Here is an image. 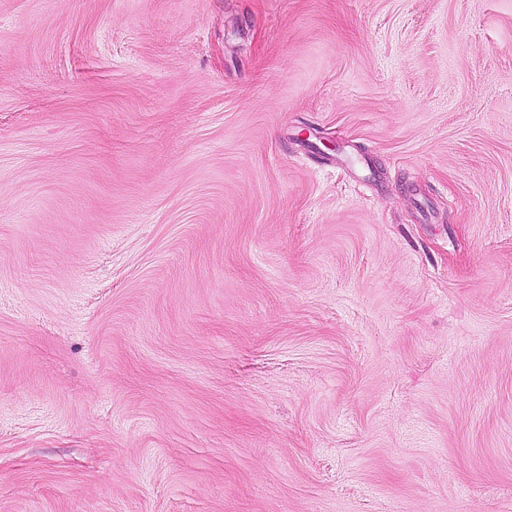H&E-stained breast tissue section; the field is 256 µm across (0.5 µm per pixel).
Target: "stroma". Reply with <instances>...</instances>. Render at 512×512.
I'll list each match as a JSON object with an SVG mask.
<instances>
[{
    "instance_id": "stroma-1",
    "label": "stroma",
    "mask_w": 512,
    "mask_h": 512,
    "mask_svg": "<svg viewBox=\"0 0 512 512\" xmlns=\"http://www.w3.org/2000/svg\"><path fill=\"white\" fill-rule=\"evenodd\" d=\"M0 512H512V0H0Z\"/></svg>"
}]
</instances>
